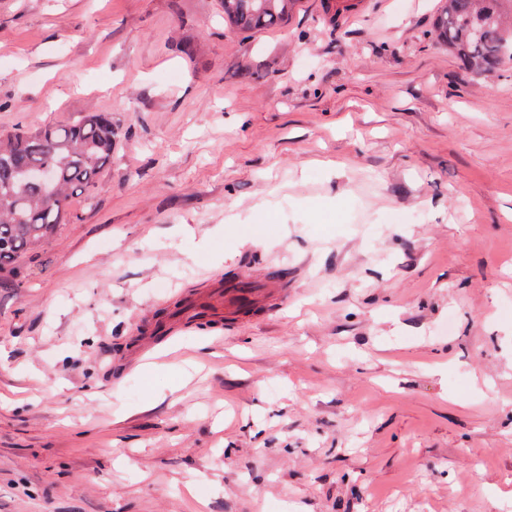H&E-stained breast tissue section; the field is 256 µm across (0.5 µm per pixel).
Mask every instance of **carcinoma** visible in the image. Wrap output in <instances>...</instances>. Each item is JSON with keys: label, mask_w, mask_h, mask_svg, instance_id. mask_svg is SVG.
I'll return each mask as SVG.
<instances>
[{"label": "carcinoma", "mask_w": 512, "mask_h": 512, "mask_svg": "<svg viewBox=\"0 0 512 512\" xmlns=\"http://www.w3.org/2000/svg\"><path fill=\"white\" fill-rule=\"evenodd\" d=\"M296 0H223L224 20L241 33L273 29ZM436 35L463 66L484 74L512 59V0H443ZM112 118L87 113L38 133L16 130L0 140V267L42 243L69 219L68 200L96 182L112 162ZM44 164L53 183L31 186L25 170Z\"/></svg>", "instance_id": "carcinoma-1"}]
</instances>
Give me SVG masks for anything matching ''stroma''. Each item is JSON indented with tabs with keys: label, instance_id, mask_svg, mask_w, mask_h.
Wrapping results in <instances>:
<instances>
[{
	"label": "stroma",
	"instance_id": "1",
	"mask_svg": "<svg viewBox=\"0 0 512 512\" xmlns=\"http://www.w3.org/2000/svg\"><path fill=\"white\" fill-rule=\"evenodd\" d=\"M322 2L0 0V134L114 132L0 269V512H512V64ZM296 0H223L224 20L241 33L276 28L292 12Z\"/></svg>",
	"mask_w": 512,
	"mask_h": 512
}]
</instances>
